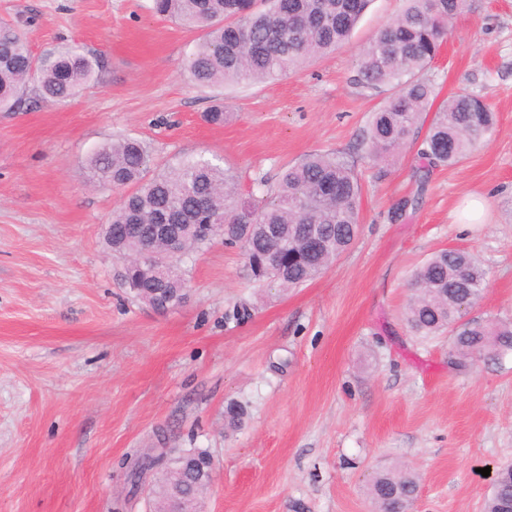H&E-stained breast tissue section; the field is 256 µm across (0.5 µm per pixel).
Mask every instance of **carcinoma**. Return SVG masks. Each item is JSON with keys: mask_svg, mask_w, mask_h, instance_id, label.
<instances>
[{"mask_svg": "<svg viewBox=\"0 0 512 512\" xmlns=\"http://www.w3.org/2000/svg\"><path fill=\"white\" fill-rule=\"evenodd\" d=\"M369 0H153L152 12L190 32L200 33L196 49L183 62L200 87L274 80L305 60L324 55L347 40ZM463 0H407V7L379 30L363 50L354 81L395 95L372 113L359 150L385 160L405 147L416 149V181L425 189L434 169L458 163L485 142L495 112L481 98L460 91L433 112L428 132L418 126L436 98L430 64L449 32ZM106 56L79 43L32 55L15 29L0 27V112L41 103H64L101 82ZM99 187L124 191L112 212V250L133 257L153 246L154 224H213L209 234L190 240L199 250L220 238L244 249L250 275L285 288L316 278L355 240L360 226L362 185L342 153L312 154L288 166L276 186L259 198H244L237 176L206 159L154 168L153 149L143 139H115L85 162ZM313 231L324 247L311 253L304 242ZM134 276L151 288H185L177 265L163 277L148 264ZM487 273L469 252L442 249L415 271L406 323L423 338L447 331L451 363L464 368L487 354L491 343L512 351V325L490 326L462 320L460 308L473 306L486 290ZM418 477L384 472L369 488L378 508H400L417 493ZM512 507V466L498 473L484 512Z\"/></svg>", "mask_w": 512, "mask_h": 512, "instance_id": "obj_1", "label": "carcinoma"}]
</instances>
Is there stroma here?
<instances>
[{"label":"stroma","instance_id":"obj_1","mask_svg":"<svg viewBox=\"0 0 512 512\" xmlns=\"http://www.w3.org/2000/svg\"><path fill=\"white\" fill-rule=\"evenodd\" d=\"M151 5L0 0V25L32 54L76 41L110 60L70 102L0 112V512H150L158 473L128 474L158 448L213 459L206 512H374L371 480L389 470L419 476L411 512H483L482 468L512 463V352L458 369L450 336L412 335L405 311L413 271L457 248L487 272L469 318L512 322V0H466L428 71L438 102L464 88L498 122L422 192L414 149L383 166L355 150L392 94L354 84L359 57L405 0H371L348 41L296 72L221 89L183 74L197 36ZM219 96L230 117L211 126L201 115ZM123 136L162 165L232 167L244 194L308 154H347L359 233L288 290L214 241L182 262L187 300L154 312L122 287L104 240L122 194L84 169ZM470 194L488 197L484 221L456 223ZM232 402L247 412L238 429L224 420Z\"/></svg>","mask_w":512,"mask_h":512}]
</instances>
